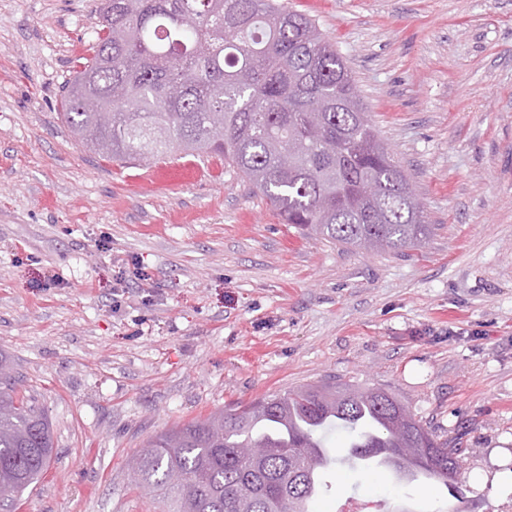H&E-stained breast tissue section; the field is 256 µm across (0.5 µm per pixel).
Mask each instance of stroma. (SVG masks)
I'll return each instance as SVG.
<instances>
[{
	"label": "stroma",
	"instance_id": "stroma-1",
	"mask_svg": "<svg viewBox=\"0 0 512 512\" xmlns=\"http://www.w3.org/2000/svg\"><path fill=\"white\" fill-rule=\"evenodd\" d=\"M349 63L431 233L351 250L223 160H100L59 118L98 0H0V351L52 424L13 512H154L127 461L211 411L322 381L462 432L470 512H512V0H282ZM314 512H434L438 482L337 467Z\"/></svg>",
	"mask_w": 512,
	"mask_h": 512
}]
</instances>
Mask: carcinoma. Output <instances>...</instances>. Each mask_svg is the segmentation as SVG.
Listing matches in <instances>:
<instances>
[{
  "mask_svg": "<svg viewBox=\"0 0 512 512\" xmlns=\"http://www.w3.org/2000/svg\"><path fill=\"white\" fill-rule=\"evenodd\" d=\"M91 56L78 61L61 117L105 160L216 156L287 224L356 249L428 238L405 171L365 112L352 71L308 16L276 0H107ZM97 80L83 93L84 77ZM112 109L101 121L99 109ZM344 431L332 461L362 470L382 451L458 487L464 448L381 387L307 385L239 403L151 437L132 470L158 512H311L314 449ZM47 416L17 392L0 353V501L12 504L48 470ZM245 448H265L256 461Z\"/></svg>",
  "mask_w": 512,
  "mask_h": 512,
  "instance_id": "carcinoma-1",
  "label": "carcinoma"
}]
</instances>
